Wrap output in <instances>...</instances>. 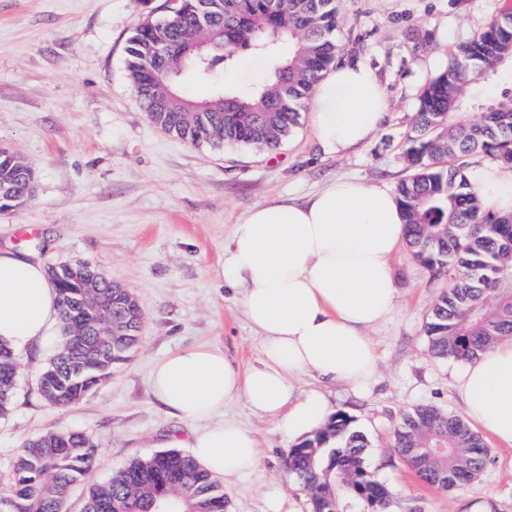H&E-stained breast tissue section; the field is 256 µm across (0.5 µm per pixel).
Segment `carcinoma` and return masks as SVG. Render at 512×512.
<instances>
[{
  "label": "carcinoma",
  "mask_w": 512,
  "mask_h": 512,
  "mask_svg": "<svg viewBox=\"0 0 512 512\" xmlns=\"http://www.w3.org/2000/svg\"><path fill=\"white\" fill-rule=\"evenodd\" d=\"M160 20L138 24L125 47L126 71L150 122L190 142L278 148L299 124L322 73L336 60L333 0H177ZM224 67L252 50L271 61L260 85L216 88L185 96L182 72L164 76L175 56L197 53ZM512 65V13L494 20L454 52L419 99L397 187L406 245L425 266L451 280L426 326L431 353L471 361L512 337V215L486 210L468 178L473 159L512 164V86L488 97L483 89ZM478 111L480 119L468 114ZM37 176L23 157L0 149V209L23 206ZM58 292L62 349L40 377L42 396L66 406L104 380L136 347L143 317L133 294L97 268H63ZM105 301L129 326L126 336L95 334L93 313ZM18 358L0 342V417L9 412ZM394 446L424 483L451 488L479 475L483 439L463 420L432 406L408 412ZM368 447L338 411L325 429L295 445L288 470L310 495L312 512H377L385 492L364 467ZM96 445L82 431L49 432L26 444L13 463L0 512H65L68 490L88 483ZM226 512L224 491L194 459L176 450L131 461L104 483L90 485L83 512Z\"/></svg>",
  "instance_id": "obj_1"
}]
</instances>
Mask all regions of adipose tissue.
<instances>
[{"label":"adipose tissue","instance_id":"ef3b65f1","mask_svg":"<svg viewBox=\"0 0 512 512\" xmlns=\"http://www.w3.org/2000/svg\"><path fill=\"white\" fill-rule=\"evenodd\" d=\"M387 111L374 71L343 62L315 87L312 126L327 154L347 155L375 136ZM471 180L487 210L512 213V165L475 167ZM405 239L396 193L354 178L247 213L224 249L223 273L241 291L244 315L262 340L259 357L243 371L219 348L189 346L157 360L150 373L166 412L190 424L186 445L198 466L230 486L260 462L261 441L225 409L244 405L297 443L335 413L325 385L358 388L376 376L371 332L396 306L391 263ZM0 341L48 356L63 344L45 264L9 249L0 250ZM305 375L317 387L301 388ZM456 387L468 421L511 448L512 339L469 362Z\"/></svg>","mask_w":512,"mask_h":512}]
</instances>
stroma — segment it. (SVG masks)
Returning a JSON list of instances; mask_svg holds the SVG:
<instances>
[{
  "label": "stroma",
  "instance_id": "stroma-1",
  "mask_svg": "<svg viewBox=\"0 0 512 512\" xmlns=\"http://www.w3.org/2000/svg\"><path fill=\"white\" fill-rule=\"evenodd\" d=\"M341 44L337 61H364L385 89L389 108L376 136L358 153L325 155L310 112L273 151L244 146L192 145L156 128L127 79V38L145 18L142 0H0V148L35 169V196L0 210V249L10 247L45 264L84 261L122 283L144 311L142 335L111 380L78 402L59 407L39 389L47 357L19 356L17 387L0 418V491L29 441L49 432L81 430L97 446L91 482L156 453L170 438L186 439L187 423L165 413L148 377L154 360L190 345L216 346L239 366L259 355L239 293L224 284V245L255 205L302 198L342 176L396 188L418 101V78L433 55L455 48L486 28L512 0H337ZM265 56L243 52L215 78L185 79L182 92L204 98L215 84L261 83ZM397 288L393 316L372 332L379 375L360 392L331 386L338 411L369 439L364 465L391 494L389 512H512V472L505 451L487 442L484 466L471 483L451 489L419 480L394 448L403 415L428 404L462 416L455 389L464 364L429 351L425 329L448 279L401 251L392 267ZM229 417L261 441L257 474L225 489L229 512H267L279 491L283 512H311L309 495L289 474L287 436L271 421L235 406Z\"/></svg>",
  "mask_w": 512,
  "mask_h": 512
}]
</instances>
